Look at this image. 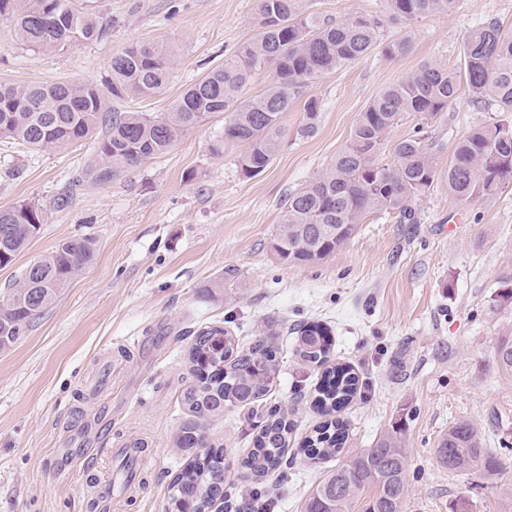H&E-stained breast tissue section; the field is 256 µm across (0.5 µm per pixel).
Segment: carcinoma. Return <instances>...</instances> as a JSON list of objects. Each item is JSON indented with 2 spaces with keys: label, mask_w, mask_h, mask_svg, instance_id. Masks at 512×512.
<instances>
[{
  "label": "carcinoma",
  "mask_w": 512,
  "mask_h": 512,
  "mask_svg": "<svg viewBox=\"0 0 512 512\" xmlns=\"http://www.w3.org/2000/svg\"><path fill=\"white\" fill-rule=\"evenodd\" d=\"M257 32L224 63L191 84L169 111H104L100 89L87 82L41 84L0 83V138L34 147H60L108 127L97 142L83 178L106 184L143 161L168 152L189 130L213 112L230 113L224 133L209 146L214 156L224 145L245 147L237 159L243 176L254 178L271 164L282 145L281 116L304 99L301 138L318 131L321 102L309 94L325 74L368 59L379 45L384 19L408 21L425 15H450L460 0H386V18L360 15L335 21L308 14L301 0H254ZM0 19L7 21L14 44L38 53H59L96 41L104 29L90 0H0ZM411 40L393 41L384 52L390 58L408 54ZM459 73L427 62L405 79L387 86L359 113L349 144L314 180L288 194L282 219L272 241L276 257L288 264L319 263L347 242L366 219L393 216L399 223H417L413 202L438 176L448 194L470 202L497 193L512 176V122L479 125L455 144L448 169L439 172L425 126L456 100L465 79L472 102L492 99L512 112V35L494 18L485 19L463 48ZM274 71V81L260 95L245 96L259 71ZM112 96L152 97L172 75L171 56L147 43L128 46L112 57ZM405 114H417L421 126L393 144L394 162L379 161L388 134ZM46 212L23 202L0 209V266L10 265L46 223ZM95 254L90 237L69 239L41 256L22 273L0 301V350L11 347ZM295 355L322 369L315 404L328 419L303 444V454L324 460L343 452L346 425L336 418L341 407L362 387L358 375L330 365L326 326L301 323ZM499 372L512 376V337L498 341ZM188 361L194 384L183 394L192 418L173 438L180 450L203 448L205 453L180 470L168 485L165 512H210L217 502L231 507L224 455L206 442L201 420L219 418L231 408L254 409L266 399L280 367L273 339H258L239 347L220 326L198 330ZM292 426L285 414L271 410L253 438L245 468L260 481L288 465ZM440 463L471 472L488 483L505 474L504 462L484 447L478 430L467 421L448 428L436 448ZM408 455L404 430L385 431L375 445L352 455L327 471L313 488L305 512H403Z\"/></svg>",
  "instance_id": "cac0c4a2"
}]
</instances>
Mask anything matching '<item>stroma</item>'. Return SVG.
Masks as SVG:
<instances>
[{"label":"stroma","mask_w":512,"mask_h":512,"mask_svg":"<svg viewBox=\"0 0 512 512\" xmlns=\"http://www.w3.org/2000/svg\"><path fill=\"white\" fill-rule=\"evenodd\" d=\"M304 7L340 21L380 14L386 2L304 0ZM98 9L103 36L59 54L15 45L0 22V82L102 87L113 55L154 43L173 60L167 87L114 106L160 113L256 31L253 0H99ZM491 17L511 32L512 0H464L450 15L385 25L381 43L407 35L410 52H377L319 78L312 88L323 104L318 133L297 136L303 105L295 103L281 119L280 151L253 179L236 166L239 146L220 157L209 151L224 112L107 184L78 180L95 153L93 139L53 150L0 139V209L25 201L48 216L0 268V298L61 241L90 237L96 245L94 260L55 304L0 350V512H101L91 504L94 485L114 472L113 449L135 441L137 478L116 512H164L172 477L193 458L172 444L187 414L188 347L196 330L212 325L245 346L275 336L282 360L264 405L293 425V463L257 483L241 461L262 413L234 408L204 422L208 442L224 448L232 499H248L258 487L273 512H303L324 471L399 423L409 453L406 512H503L512 486V378L499 373L495 347L512 336V301L499 297L512 284V178L494 196L467 203L435 179L414 203L416 223L368 218L315 266L282 263L271 248L283 199L346 147L364 107L423 63L462 70L466 39ZM502 117L459 89L430 128L439 166L447 167L473 127ZM313 321L331 330L333 363L350 366L367 385L339 413L349 430L343 453L316 464L298 448L322 421L312 407L320 371L294 356L292 332ZM460 420L505 462L501 483L440 464L437 443ZM100 448L107 456L96 457Z\"/></svg>","instance_id":"1"}]
</instances>
